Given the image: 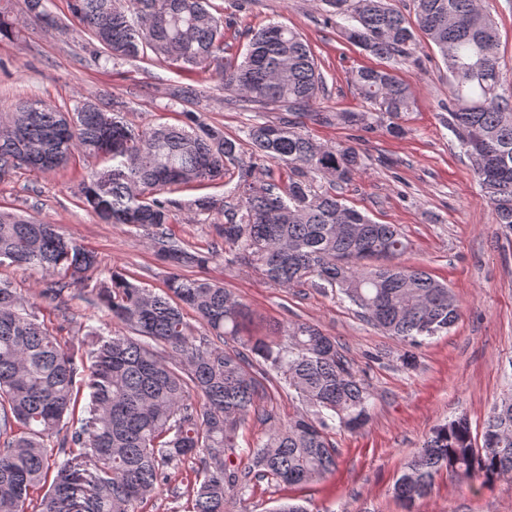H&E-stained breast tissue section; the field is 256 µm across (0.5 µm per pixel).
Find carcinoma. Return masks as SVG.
Returning <instances> with one entry per match:
<instances>
[{
    "label": "carcinoma",
    "mask_w": 512,
    "mask_h": 512,
    "mask_svg": "<svg viewBox=\"0 0 512 512\" xmlns=\"http://www.w3.org/2000/svg\"><path fill=\"white\" fill-rule=\"evenodd\" d=\"M346 22L351 43L384 60L353 75L368 112H314L325 78L301 34L270 24L253 34L242 60L224 63V19L208 0H68L69 12L100 45L108 64L145 50L179 71L216 66L224 90L286 116L251 126L254 155L288 169V181L259 180L243 161L239 140L192 112L184 126L136 130L96 101L72 112L34 100L0 113V179L25 169L65 168L75 155L112 165L83 178L79 198L105 224L144 230L172 272L157 293L112 276L90 285L96 256L56 225L0 210V267L24 266L49 277L40 296L54 301L89 288L117 329H90L91 347L76 353L60 343L29 298L0 278V512H137L166 479L169 465L199 462L201 478L187 489L190 512H224L251 482L295 486L336 470L330 431H357L371 419L370 388L336 340L306 322L280 325L275 337L246 333L247 308L224 286L180 273L204 268L219 246L282 286L338 290L375 328L409 345L448 331L459 307L448 286L426 270L402 264L406 239L396 224H378L346 205L336 189L365 167L352 146H328L303 131V119L361 130L403 132L412 110L408 85L392 73L413 56L408 20L390 0H320ZM49 0H24L29 20L55 26ZM419 30L452 78L444 123L473 162L495 214L512 231V93L503 89L499 31L481 0H414ZM238 169L237 204L200 196L197 215H218L215 241L188 249L173 237L172 208L160 198L171 185L191 184ZM310 173L327 180L316 190ZM192 309L203 333L185 319ZM169 353L164 357L163 353ZM283 381L304 409L243 449L239 430L250 418L273 420L262 401L267 381ZM87 417L74 420L80 392ZM65 456L53 458L50 449ZM468 488L512 474V394L497 402L476 446L461 415L438 427L399 477L400 500L426 497L441 471Z\"/></svg>",
    "instance_id": "1"
}]
</instances>
